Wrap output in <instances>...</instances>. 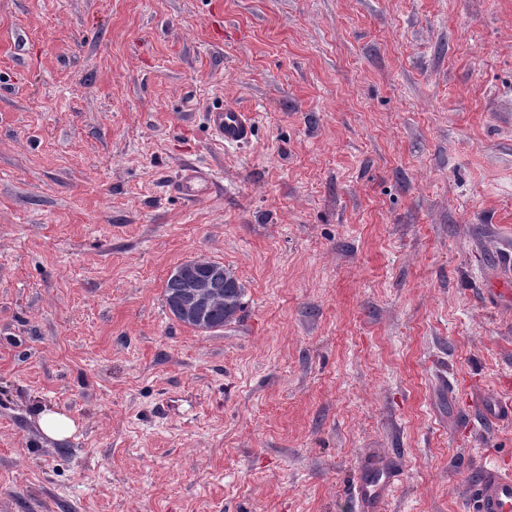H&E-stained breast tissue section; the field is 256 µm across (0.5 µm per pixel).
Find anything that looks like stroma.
<instances>
[{
  "label": "stroma",
  "instance_id": "stroma-1",
  "mask_svg": "<svg viewBox=\"0 0 512 512\" xmlns=\"http://www.w3.org/2000/svg\"><path fill=\"white\" fill-rule=\"evenodd\" d=\"M511 271L512 0H0V512H472ZM208 121L224 143L240 144L250 140L253 122L250 114L233 105L208 113ZM210 183L206 173L196 167L188 166L183 170L180 180V193L188 199H197L205 194ZM190 278L207 280L211 288L204 291V320L212 327L224 328L241 318L244 311L245 285L224 264L206 259L184 262ZM187 280L188 279L184 271H176L170 274L166 281L163 299L166 308L168 309L169 312L171 310L173 314H176L174 310L175 303L184 294V292L190 289H195L187 288ZM38 424L42 433L53 440L69 438L77 428L71 417L59 412L42 413ZM390 482L389 473L377 471L373 466L366 467L356 481L355 494L363 506H371L376 510L377 505L384 500Z\"/></svg>",
  "mask_w": 512,
  "mask_h": 512
}]
</instances>
